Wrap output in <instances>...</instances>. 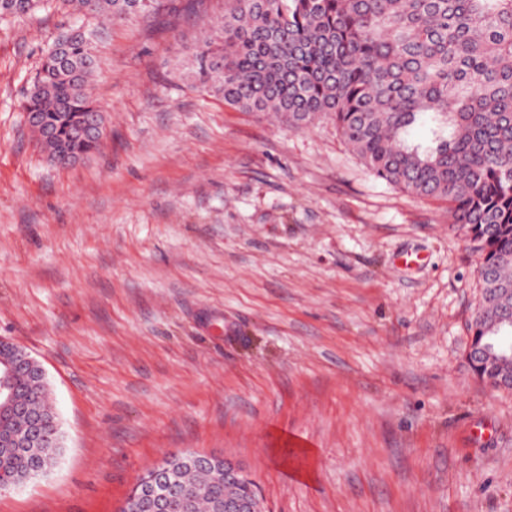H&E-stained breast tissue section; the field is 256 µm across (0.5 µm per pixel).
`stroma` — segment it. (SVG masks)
Here are the masks:
<instances>
[{
  "label": "stroma",
  "instance_id": "35a3bbf8",
  "mask_svg": "<svg viewBox=\"0 0 512 512\" xmlns=\"http://www.w3.org/2000/svg\"><path fill=\"white\" fill-rule=\"evenodd\" d=\"M98 25L97 153L47 163L22 104L67 18L0 21V336L64 448L0 512H117L186 450L263 512H512V391L465 349L479 258L446 201L374 178L182 70L224 0Z\"/></svg>",
  "mask_w": 512,
  "mask_h": 512
}]
</instances>
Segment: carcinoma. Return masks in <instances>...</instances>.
Returning <instances> with one entry per match:
<instances>
[{
  "label": "carcinoma",
  "mask_w": 512,
  "mask_h": 512,
  "mask_svg": "<svg viewBox=\"0 0 512 512\" xmlns=\"http://www.w3.org/2000/svg\"><path fill=\"white\" fill-rule=\"evenodd\" d=\"M55 0H0V21L49 10ZM71 16H154L170 0H60ZM190 59L196 86L245 112L296 131L332 120L378 180L448 201V223L478 244L483 267L475 335L500 322L512 330V0H226ZM97 33L73 23L44 51L23 103L47 160L58 145L74 158L95 153L83 135L104 123L92 99ZM431 127V144L411 140ZM16 365L14 399L0 400V433L20 432L25 407L55 415L24 348L0 340V367ZM62 437L3 459L0 484L18 486L52 470ZM168 479L196 493L192 512H219L226 496L248 495V476L195 463Z\"/></svg>",
  "instance_id": "carcinoma-1"
}]
</instances>
